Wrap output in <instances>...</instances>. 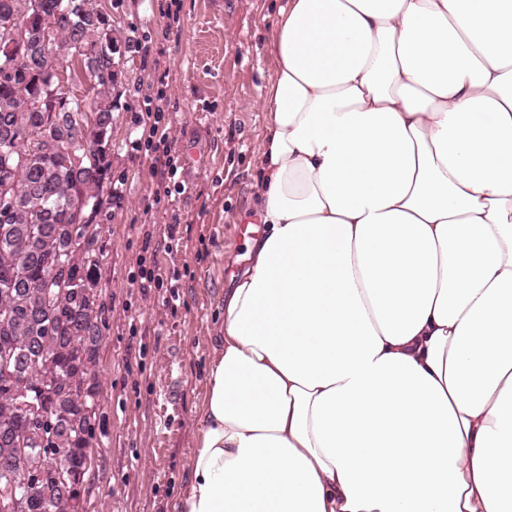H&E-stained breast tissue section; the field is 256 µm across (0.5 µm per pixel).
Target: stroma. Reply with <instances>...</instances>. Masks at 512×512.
<instances>
[{"label": "stroma", "mask_w": 512, "mask_h": 512, "mask_svg": "<svg viewBox=\"0 0 512 512\" xmlns=\"http://www.w3.org/2000/svg\"><path fill=\"white\" fill-rule=\"evenodd\" d=\"M113 35L138 40L113 113L110 181L100 227L102 308L93 512H172L196 444L224 290L248 264L253 184L266 135V52L283 0H93ZM167 83L170 155L180 184L159 182L143 121ZM176 250H169L171 239ZM176 278L179 301L142 290L140 268Z\"/></svg>", "instance_id": "stroma-1"}]
</instances>
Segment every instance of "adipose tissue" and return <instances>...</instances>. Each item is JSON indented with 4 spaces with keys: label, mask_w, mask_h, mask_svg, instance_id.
<instances>
[{
    "label": "adipose tissue",
    "mask_w": 512,
    "mask_h": 512,
    "mask_svg": "<svg viewBox=\"0 0 512 512\" xmlns=\"http://www.w3.org/2000/svg\"><path fill=\"white\" fill-rule=\"evenodd\" d=\"M175 512H512V0H287Z\"/></svg>",
    "instance_id": "1"
}]
</instances>
